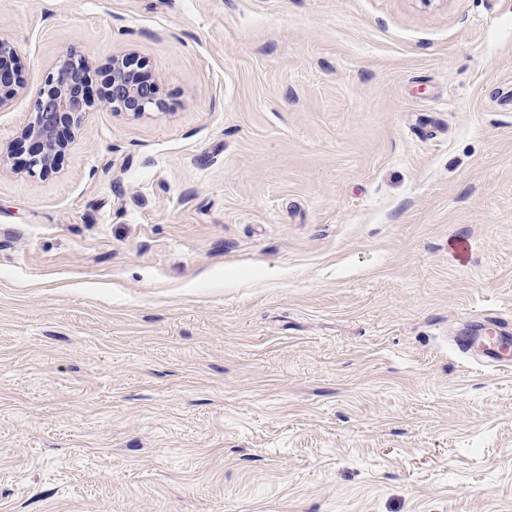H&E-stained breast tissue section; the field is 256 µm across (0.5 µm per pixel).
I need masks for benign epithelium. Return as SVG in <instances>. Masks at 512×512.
<instances>
[{
    "label": "benign epithelium",
    "instance_id": "benign-epithelium-1",
    "mask_svg": "<svg viewBox=\"0 0 512 512\" xmlns=\"http://www.w3.org/2000/svg\"><path fill=\"white\" fill-rule=\"evenodd\" d=\"M88 58L74 50L62 54L56 73L35 93L33 116L21 130L28 142L25 168L32 176H45L56 167L58 156L69 142L61 133L74 137L83 128L93 98L86 86ZM106 91L101 99L117 113L142 115L165 108L163 89L144 61L129 53L112 56L107 68ZM26 82L16 62L12 43L0 40V108L8 105Z\"/></svg>",
    "mask_w": 512,
    "mask_h": 512
}]
</instances>
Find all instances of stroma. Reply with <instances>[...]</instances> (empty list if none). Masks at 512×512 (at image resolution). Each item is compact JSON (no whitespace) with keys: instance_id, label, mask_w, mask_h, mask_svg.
I'll return each instance as SVG.
<instances>
[{"instance_id":"1","label":"stroma","mask_w":512,"mask_h":512,"mask_svg":"<svg viewBox=\"0 0 512 512\" xmlns=\"http://www.w3.org/2000/svg\"><path fill=\"white\" fill-rule=\"evenodd\" d=\"M0 512H512V0H0ZM113 55L24 168L33 87ZM470 244L460 260L454 243ZM16 55V49L12 43L0 40V108L8 105L26 89V82L16 62ZM131 54L113 55L101 99L117 113L139 116L162 111L165 99L160 82L144 61ZM510 342V336H504L496 325L488 323L479 326L466 339H457L456 345L462 351L477 349L485 358L484 362L491 367L508 368L510 362L504 360L499 351L507 349L511 345Z\"/></svg>"}]
</instances>
